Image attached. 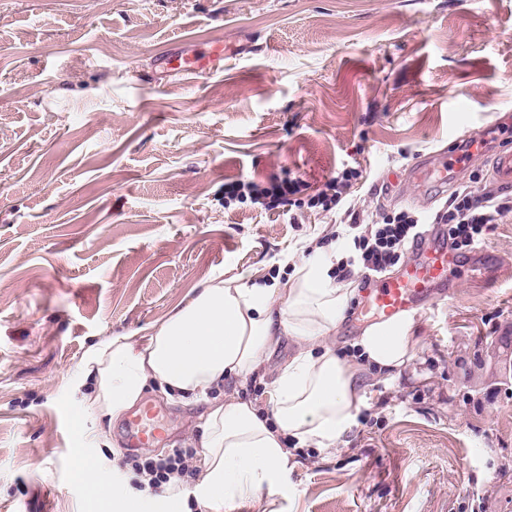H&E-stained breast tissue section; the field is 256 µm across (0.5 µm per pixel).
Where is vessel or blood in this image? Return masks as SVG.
Returning <instances> with one entry per match:
<instances>
[{
  "label": "vessel or blood",
  "mask_w": 512,
  "mask_h": 512,
  "mask_svg": "<svg viewBox=\"0 0 512 512\" xmlns=\"http://www.w3.org/2000/svg\"><path fill=\"white\" fill-rule=\"evenodd\" d=\"M491 157L492 174L501 185L512 186V147L499 146L487 151L482 140L454 138L447 151L419 157L407 170L409 178L421 184H433L445 190L455 184L463 163ZM445 234L438 226L426 227L420 243L401 271L381 279L369 292L364 308L373 318L397 315L436 300L453 285L448 277L449 265L459 263L458 255L449 253ZM472 265L481 267L488 283H497L502 268L492 253L484 247L476 248L469 257Z\"/></svg>",
  "instance_id": "b4317fda"
}]
</instances>
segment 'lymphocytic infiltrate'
Returning a JSON list of instances; mask_svg holds the SVG:
<instances>
[{
	"label": "lymphocytic infiltrate",
	"instance_id": "1",
	"mask_svg": "<svg viewBox=\"0 0 512 512\" xmlns=\"http://www.w3.org/2000/svg\"><path fill=\"white\" fill-rule=\"evenodd\" d=\"M360 173L353 167H344L336 176L328 178L320 189L309 194L308 208H316L322 213L335 209L347 196L353 180ZM304 180L296 178L286 182L273 181L260 186L246 180H237L225 186L227 202H250L264 211H278L295 206V196L306 192ZM351 219V231L354 253L336 265L337 281L349 279L352 273L362 277L379 275L401 263L412 245L421 235L425 222L443 225L446 229L451 249L462 252L481 245L494 224L512 213V194L495 186L493 182H484L480 188L469 186L453 191L432 218L421 213L402 210L383 219L372 216H360L355 208H347ZM193 456L181 449H173L166 457L148 458L134 462L136 471L144 473L148 490L159 489L172 477H184L192 473Z\"/></svg>",
	"mask_w": 512,
	"mask_h": 512
}]
</instances>
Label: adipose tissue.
<instances>
[{
  "mask_svg": "<svg viewBox=\"0 0 512 512\" xmlns=\"http://www.w3.org/2000/svg\"><path fill=\"white\" fill-rule=\"evenodd\" d=\"M305 250L290 276L211 279L145 334L106 336L81 360L80 371L91 382L87 399L104 421L138 404L150 386L179 394L187 404L206 401L197 495L210 507L271 485L298 451L334 450L364 400L365 372L392 374L413 358L416 321L409 312L371 323L355 340L357 360L340 358L330 335L355 290L336 281L335 250L313 243ZM285 338L295 354L268 370ZM251 377L265 382L264 402L214 397L224 382ZM78 477L112 498L118 512H156L159 502L174 503L183 494L174 480L161 500L144 497L132 473L107 486L91 460Z\"/></svg>",
  "mask_w": 512,
  "mask_h": 512,
  "instance_id": "1",
  "label": "adipose tissue"
}]
</instances>
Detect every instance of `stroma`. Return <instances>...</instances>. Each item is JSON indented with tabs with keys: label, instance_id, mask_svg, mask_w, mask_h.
<instances>
[{
	"label": "stroma",
	"instance_id": "35a3bbf8",
	"mask_svg": "<svg viewBox=\"0 0 512 512\" xmlns=\"http://www.w3.org/2000/svg\"><path fill=\"white\" fill-rule=\"evenodd\" d=\"M224 57L166 72L168 49ZM512 137V0H0V512H97L77 479L107 457L201 455L205 403L158 388V443L90 431L79 362L220 276L286 274L343 210L225 205L238 179L318 188L361 170L369 213L443 204L406 176L452 134ZM415 309L413 360L367 374L355 425L220 512H512V277L449 270Z\"/></svg>",
	"mask_w": 512,
	"mask_h": 512
}]
</instances>
